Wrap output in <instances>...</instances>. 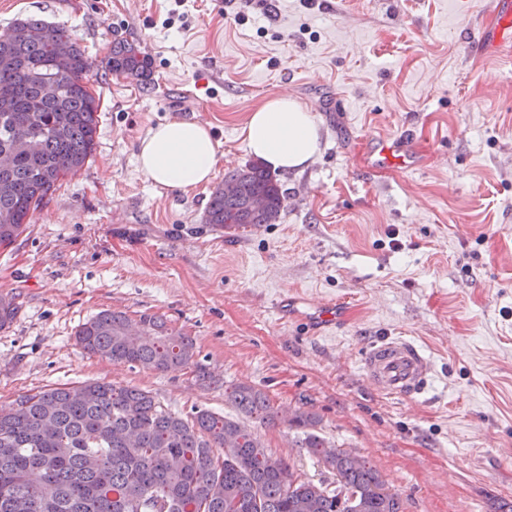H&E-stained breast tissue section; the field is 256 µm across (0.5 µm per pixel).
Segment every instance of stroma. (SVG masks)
<instances>
[{"instance_id": "obj_1", "label": "stroma", "mask_w": 512, "mask_h": 512, "mask_svg": "<svg viewBox=\"0 0 512 512\" xmlns=\"http://www.w3.org/2000/svg\"><path fill=\"white\" fill-rule=\"evenodd\" d=\"M490 0H0V36L30 15L74 31L101 97L93 158L64 180L14 245L0 249V405L102 381L152 393L183 418L235 416L238 384L280 416L247 419L273 457L333 485L288 423L315 413L328 445L365 458L404 512H512V56L486 58L472 29ZM134 39L150 88L105 70L114 34ZM287 93L320 130L307 167L279 173L274 224L205 221L211 186H155L141 139L174 118L209 124L215 182L252 162L243 130ZM411 131L413 170L372 167L366 143ZM344 298L321 332L280 295ZM104 309L152 315L191 336L193 369L157 372L83 351L75 334ZM382 336L417 341L434 363L420 398L385 395L360 358Z\"/></svg>"}]
</instances>
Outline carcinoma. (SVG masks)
<instances>
[{"label":"carcinoma","instance_id":"obj_1","mask_svg":"<svg viewBox=\"0 0 512 512\" xmlns=\"http://www.w3.org/2000/svg\"><path fill=\"white\" fill-rule=\"evenodd\" d=\"M14 37L0 42V97L14 111L0 112V153H12L0 170V249L27 230L35 210L57 184L76 176L92 158L100 99L85 82L92 62L69 30L36 16L18 19ZM106 66L146 82L147 61L137 46L115 36ZM55 79L60 95L47 100L42 84ZM239 183L233 196L218 184L205 223L220 227L273 224L286 190L252 162L224 176ZM261 196L266 209L250 211ZM18 311L0 297V329ZM87 353L114 364L166 372L194 364L195 344L156 317L135 326L120 311L103 310L76 333ZM248 417L273 421L279 411L259 389L239 384L229 394ZM300 432L298 447L325 456L336 487L305 481L268 453L239 422L199 411L187 421L149 392L100 381L26 394L0 405V512H403L378 471L329 450L318 419L297 411L288 420Z\"/></svg>","mask_w":512,"mask_h":512}]
</instances>
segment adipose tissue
Instances as JSON below:
<instances>
[{
	"label": "adipose tissue",
	"mask_w": 512,
	"mask_h": 512,
	"mask_svg": "<svg viewBox=\"0 0 512 512\" xmlns=\"http://www.w3.org/2000/svg\"><path fill=\"white\" fill-rule=\"evenodd\" d=\"M245 135L250 151L275 171L302 168L319 150L313 116L285 94L252 113ZM218 159L209 125L179 119L151 128L137 155L142 172L155 185L183 190L210 182Z\"/></svg>",
	"instance_id": "1"
}]
</instances>
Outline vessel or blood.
Here are the masks:
<instances>
[{
  "label": "vessel or blood",
  "instance_id": "obj_1",
  "mask_svg": "<svg viewBox=\"0 0 512 512\" xmlns=\"http://www.w3.org/2000/svg\"><path fill=\"white\" fill-rule=\"evenodd\" d=\"M491 5L496 21L480 26L474 40L478 50L495 53L512 48V0H492ZM370 155L377 166L396 161L410 168L418 162L405 136L393 142L372 140ZM277 307L284 317L300 319L316 331L335 326L347 317L346 306L332 300L312 305L296 296H284ZM362 370L385 394L411 398L427 387L433 363L416 341L387 336L370 347L363 358Z\"/></svg>",
  "mask_w": 512,
  "mask_h": 512
}]
</instances>
